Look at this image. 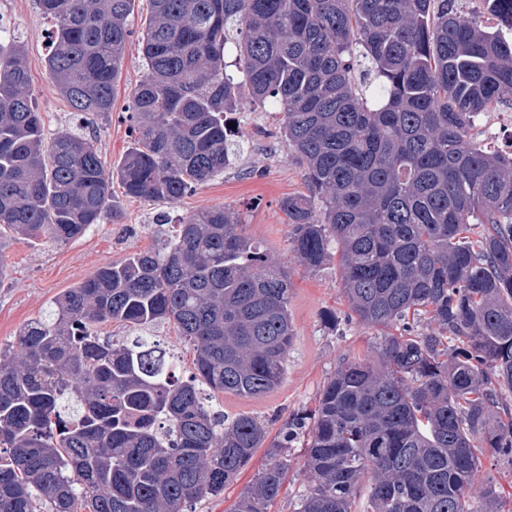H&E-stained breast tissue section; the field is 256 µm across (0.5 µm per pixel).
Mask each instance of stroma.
<instances>
[{
  "label": "stroma",
  "instance_id": "1",
  "mask_svg": "<svg viewBox=\"0 0 512 512\" xmlns=\"http://www.w3.org/2000/svg\"><path fill=\"white\" fill-rule=\"evenodd\" d=\"M0 24L7 30V41L24 51L33 95L47 129L90 132L106 164L120 162L130 143L126 99L144 74L137 40H130L126 47L110 116L89 127L46 74L52 26L37 0H0ZM229 120L243 133L244 153L224 173L176 203L131 198L116 184L112 193L120 204L119 220L94 225L82 238L57 244L1 233L0 347L12 344L19 329L40 317L54 297L90 278L100 267L157 246V217L178 224L203 209L224 206L240 214L246 236L287 266L294 333L281 386L257 398L225 396L220 401L225 413L253 414L267 424L270 437H277L293 415L314 409L320 389L342 359L376 360L382 335L378 329L347 319L337 262L310 271L289 248L291 226L280 202L305 191L306 170L278 133L279 114L262 111L245 97Z\"/></svg>",
  "mask_w": 512,
  "mask_h": 512
}]
</instances>
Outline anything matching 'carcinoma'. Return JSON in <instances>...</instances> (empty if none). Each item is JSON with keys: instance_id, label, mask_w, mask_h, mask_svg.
<instances>
[{"instance_id": "1", "label": "carcinoma", "mask_w": 512, "mask_h": 512, "mask_svg": "<svg viewBox=\"0 0 512 512\" xmlns=\"http://www.w3.org/2000/svg\"><path fill=\"white\" fill-rule=\"evenodd\" d=\"M488 2L496 30L454 0H152L131 144L110 168L87 135L46 130L23 51L0 41L1 229L78 239L117 216L115 181L178 201L241 150L227 114L246 95L282 115L306 167L307 192L281 202L292 251L308 269L338 258L351 314L385 330L376 361L343 362L271 442L258 417L215 408L282 384L291 281L239 213L204 209L0 350V512H189L264 446L232 512H268L298 440L310 483L294 512H354L363 489L367 512H475L484 450L512 459V158L469 135L512 101V0ZM38 3L49 78L75 111L109 115L135 0ZM162 324L193 349L185 379ZM480 497L505 512L492 477Z\"/></svg>"}]
</instances>
